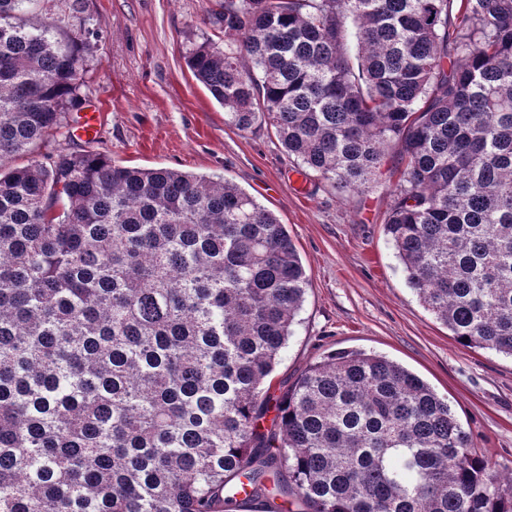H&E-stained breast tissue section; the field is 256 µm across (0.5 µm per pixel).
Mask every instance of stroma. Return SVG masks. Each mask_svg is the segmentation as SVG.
I'll return each mask as SVG.
<instances>
[{
  "label": "stroma",
  "mask_w": 512,
  "mask_h": 512,
  "mask_svg": "<svg viewBox=\"0 0 512 512\" xmlns=\"http://www.w3.org/2000/svg\"><path fill=\"white\" fill-rule=\"evenodd\" d=\"M222 0H55L52 16L78 37L86 59L81 97L100 114L94 137L68 113L38 159L96 151L138 168L226 178L285 224L309 282L299 322L271 376V394L333 350L363 349L396 361L448 399L490 466L512 474V358L460 346L408 287L383 232L394 181L382 170L365 193H310L272 129L241 132L195 80L194 44H223L207 13Z\"/></svg>",
  "instance_id": "stroma-1"
}]
</instances>
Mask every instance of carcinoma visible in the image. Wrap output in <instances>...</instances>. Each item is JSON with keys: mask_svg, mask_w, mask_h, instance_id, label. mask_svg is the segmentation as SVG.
<instances>
[{"mask_svg": "<svg viewBox=\"0 0 512 512\" xmlns=\"http://www.w3.org/2000/svg\"><path fill=\"white\" fill-rule=\"evenodd\" d=\"M39 0H0V512H512L448 400L374 352L266 384L308 276L238 185L97 152L12 167L80 101ZM186 63L317 187L362 192L419 302L512 357V0H224ZM271 424L263 425L269 412Z\"/></svg>", "mask_w": 512, "mask_h": 512, "instance_id": "1", "label": "carcinoma"}]
</instances>
